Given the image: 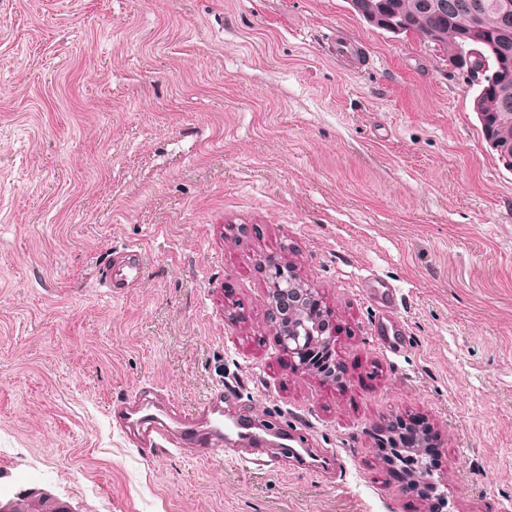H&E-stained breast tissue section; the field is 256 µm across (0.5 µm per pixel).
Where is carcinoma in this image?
I'll return each instance as SVG.
<instances>
[{"label":"carcinoma","instance_id":"1","mask_svg":"<svg viewBox=\"0 0 512 512\" xmlns=\"http://www.w3.org/2000/svg\"><path fill=\"white\" fill-rule=\"evenodd\" d=\"M355 12L370 24L385 29L383 21L403 27L404 32L433 44L449 55L457 50L461 32L474 23L485 47L484 59L475 63H495L512 71V17L507 19L499 0H355ZM474 111L487 119L490 113L512 116V85L491 92H479ZM309 310H297L288 318V327L302 333L313 328ZM14 512H63V505L51 496L27 494L15 498Z\"/></svg>","mask_w":512,"mask_h":512}]
</instances>
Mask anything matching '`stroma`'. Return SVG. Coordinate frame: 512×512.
I'll return each instance as SVG.
<instances>
[{
	"instance_id": "obj_1",
	"label": "stroma",
	"mask_w": 512,
	"mask_h": 512,
	"mask_svg": "<svg viewBox=\"0 0 512 512\" xmlns=\"http://www.w3.org/2000/svg\"><path fill=\"white\" fill-rule=\"evenodd\" d=\"M373 59L351 69L337 40ZM0 496L74 512H428L378 446L441 448L451 512H512V166L478 86L349 0H0ZM146 258L115 297L112 251ZM338 329L337 381L268 326L266 258ZM409 334L374 338L370 276ZM207 393L293 435L246 462L141 448L110 408ZM13 512H65L63 505L51 496L39 494H27L15 498Z\"/></svg>"
}]
</instances>
